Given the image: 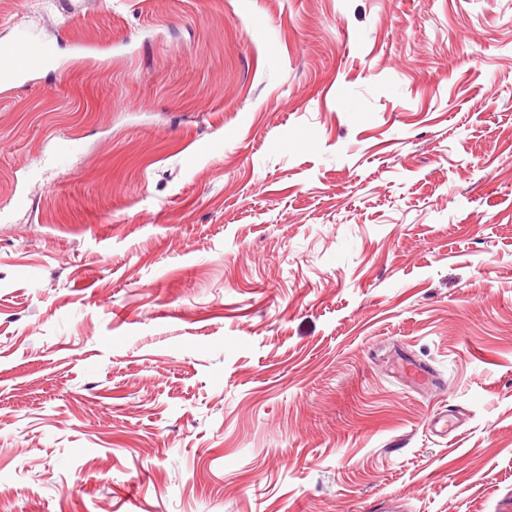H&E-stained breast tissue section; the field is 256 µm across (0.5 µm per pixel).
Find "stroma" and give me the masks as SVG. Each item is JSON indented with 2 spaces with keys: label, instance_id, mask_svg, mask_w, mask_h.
I'll use <instances>...</instances> for the list:
<instances>
[{
  "label": "stroma",
  "instance_id": "stroma-1",
  "mask_svg": "<svg viewBox=\"0 0 512 512\" xmlns=\"http://www.w3.org/2000/svg\"><path fill=\"white\" fill-rule=\"evenodd\" d=\"M23 29L0 512H512V0H0ZM51 45L34 38L28 31H20L14 40L0 50V74L19 78L47 67L53 57Z\"/></svg>",
  "mask_w": 512,
  "mask_h": 512
}]
</instances>
